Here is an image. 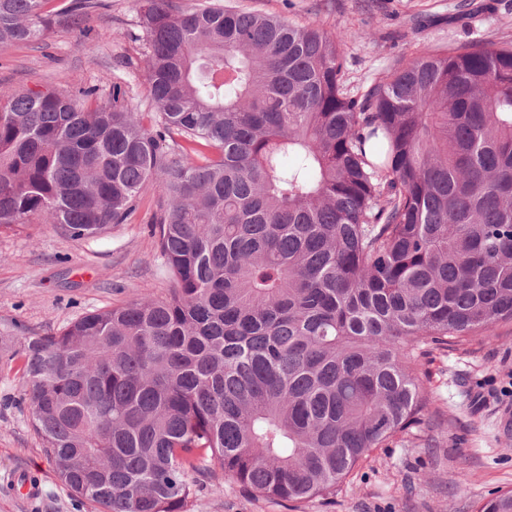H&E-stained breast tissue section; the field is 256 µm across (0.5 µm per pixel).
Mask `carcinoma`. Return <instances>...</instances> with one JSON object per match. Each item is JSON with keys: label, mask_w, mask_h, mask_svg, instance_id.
I'll use <instances>...</instances> for the list:
<instances>
[{"label": "carcinoma", "mask_w": 512, "mask_h": 512, "mask_svg": "<svg viewBox=\"0 0 512 512\" xmlns=\"http://www.w3.org/2000/svg\"><path fill=\"white\" fill-rule=\"evenodd\" d=\"M0 0V44L102 0ZM129 86L0 97V233L82 239L141 193L174 287L21 346V402L97 512H182L190 477L336 491L421 423L409 343L512 321V41L424 54L362 95L344 44L257 12L141 0ZM477 512H512V490Z\"/></svg>", "instance_id": "carcinoma-1"}]
</instances>
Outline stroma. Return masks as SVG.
Returning <instances> with one entry per match:
<instances>
[{
	"instance_id": "stroma-1",
	"label": "stroma",
	"mask_w": 512,
	"mask_h": 512,
	"mask_svg": "<svg viewBox=\"0 0 512 512\" xmlns=\"http://www.w3.org/2000/svg\"><path fill=\"white\" fill-rule=\"evenodd\" d=\"M216 2L340 35L350 86L363 91L449 38L512 41V0ZM137 22V0H107L82 27L57 23L40 42L0 45V95L45 86L105 92L121 80L146 106ZM156 200L143 193L128 223L95 238L48 224L0 234V512H91L58 480L20 401L21 362L9 354L23 337L57 334L86 313L169 295L149 224ZM421 365L429 397L421 424L374 449L335 492L276 503L215 474L197 477L184 512H477L512 489V322L430 346ZM20 469L39 474L37 499L12 493Z\"/></svg>"
}]
</instances>
